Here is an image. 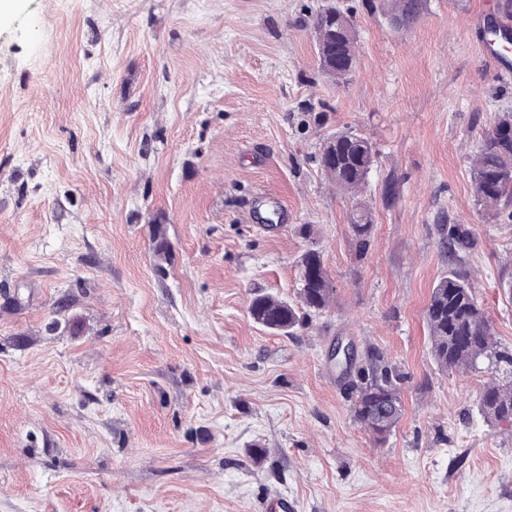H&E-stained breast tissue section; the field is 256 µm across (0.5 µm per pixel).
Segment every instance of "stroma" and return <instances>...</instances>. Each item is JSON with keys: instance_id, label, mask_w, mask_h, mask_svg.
I'll return each instance as SVG.
<instances>
[{"instance_id": "1", "label": "stroma", "mask_w": 512, "mask_h": 512, "mask_svg": "<svg viewBox=\"0 0 512 512\" xmlns=\"http://www.w3.org/2000/svg\"><path fill=\"white\" fill-rule=\"evenodd\" d=\"M326 2L0 15V512H265L278 495L299 512H512V427L477 410L496 373L438 370L425 321L459 225L460 269L512 349V204L485 210L471 184L512 112V76L481 49L502 0H427L402 29L384 0H345L341 84L310 26ZM345 130L376 151L355 197L319 164ZM310 249L334 301L269 333L250 300L297 302ZM339 338L401 376L385 442L353 418ZM349 228L352 237L356 241L359 255L364 254L371 242L373 224L370 212L361 206V211L353 216V220L350 219Z\"/></svg>"}]
</instances>
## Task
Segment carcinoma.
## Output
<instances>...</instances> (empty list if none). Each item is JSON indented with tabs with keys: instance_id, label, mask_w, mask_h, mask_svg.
<instances>
[{
	"instance_id": "carcinoma-1",
	"label": "carcinoma",
	"mask_w": 512,
	"mask_h": 512,
	"mask_svg": "<svg viewBox=\"0 0 512 512\" xmlns=\"http://www.w3.org/2000/svg\"><path fill=\"white\" fill-rule=\"evenodd\" d=\"M425 8L426 0H389L383 12L400 29L417 20ZM311 26L321 47L320 68L334 78L338 63L350 64L355 59L350 11L334 3L324 5L313 15ZM327 146L331 153L324 154L322 164L328 178L336 189L358 193L365 187L375 163L373 145L358 133L343 131L332 136ZM473 187L478 201L489 210L512 202V113H502L482 139L474 159ZM349 228L358 253L364 254L373 228L370 212L361 208ZM468 245L462 228L451 231L447 248L452 268L433 287L426 308L431 354L442 370L466 372L482 362L512 365V354L499 350L472 284L455 268L459 252ZM298 297L299 308L286 300L257 294L250 301L249 313L262 327L290 336L302 322L300 309L320 312L331 306L332 282L321 254L312 249L300 261ZM397 380L384 356L372 353L351 383L353 417L379 443L387 440L402 415ZM478 412L487 423L512 425V384L487 383L479 396Z\"/></svg>"
}]
</instances>
